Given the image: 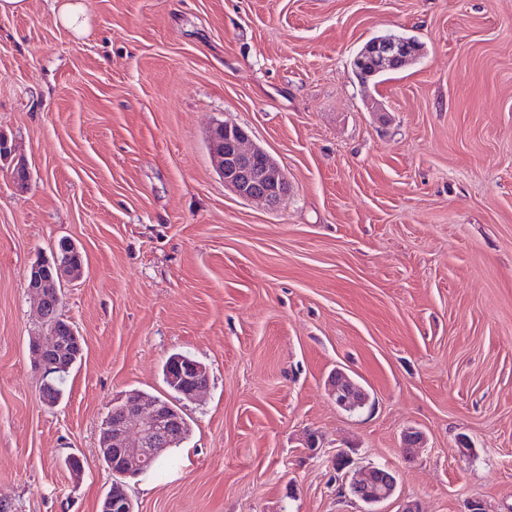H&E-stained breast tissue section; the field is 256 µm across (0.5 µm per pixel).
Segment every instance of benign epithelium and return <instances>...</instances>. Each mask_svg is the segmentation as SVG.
I'll return each mask as SVG.
<instances>
[{
  "label": "benign epithelium",
  "instance_id": "benign-epithelium-1",
  "mask_svg": "<svg viewBox=\"0 0 512 512\" xmlns=\"http://www.w3.org/2000/svg\"><path fill=\"white\" fill-rule=\"evenodd\" d=\"M369 48L386 70L418 53L415 42L403 37H377ZM212 152L224 185L240 197L275 208L288 195V180L280 167L251 141L243 128L230 124L217 126L212 135ZM82 273L83 267L71 265L55 252L52 258L30 266L26 279V288L37 304L38 317L52 325L45 335L32 341L43 380L40 401L49 408L57 405L50 390L53 375L67 366L69 358L83 354L81 336L60 313L63 282H75ZM171 373L181 382L182 394L190 400L197 399L209 386V379L190 359L172 365ZM182 427L179 415L170 405L127 395L101 423L99 452L111 463L117 477L138 475L158 460L162 451L180 436ZM334 464L347 480L350 494L364 504H380L396 491L395 472L388 467L369 466L352 472L348 470L346 457L339 453ZM102 512H133L131 497L123 484H115L104 500Z\"/></svg>",
  "mask_w": 512,
  "mask_h": 512
}]
</instances>
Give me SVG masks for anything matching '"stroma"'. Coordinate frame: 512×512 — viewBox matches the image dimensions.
Listing matches in <instances>:
<instances>
[{
	"instance_id": "35a3bbf8",
	"label": "stroma",
	"mask_w": 512,
	"mask_h": 512,
	"mask_svg": "<svg viewBox=\"0 0 512 512\" xmlns=\"http://www.w3.org/2000/svg\"><path fill=\"white\" fill-rule=\"evenodd\" d=\"M83 3L79 37L54 0L0 14L7 512H99L101 423L130 390L170 397L175 352L210 383L188 438L128 479L135 512H362L339 452L395 472L380 512H512V0ZM389 33L418 56L362 83L355 56ZM221 123L284 170L278 207L225 186ZM63 236L84 355L48 408L26 277ZM339 369L364 408L337 407Z\"/></svg>"
}]
</instances>
